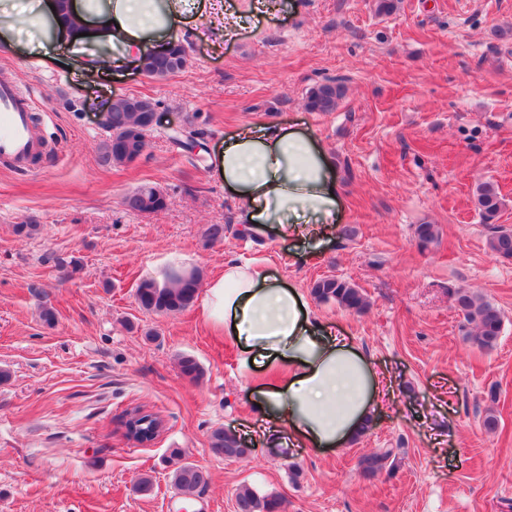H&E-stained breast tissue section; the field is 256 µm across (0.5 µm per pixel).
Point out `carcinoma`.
Segmentation results:
<instances>
[{"label":"carcinoma","instance_id":"cac0c4a2","mask_svg":"<svg viewBox=\"0 0 512 512\" xmlns=\"http://www.w3.org/2000/svg\"><path fill=\"white\" fill-rule=\"evenodd\" d=\"M187 47L177 39L165 45L164 52L150 51L140 60V69L151 78L163 79L179 72L186 64ZM345 86L340 79H330L313 86L307 93L305 106L311 112H333L343 98ZM156 106L151 99L139 96H118L112 99L107 112L110 123L107 136L101 143L99 159L104 165L132 163V158L143 154L146 148V132L152 128L153 110ZM179 146L195 149L200 146V132L193 127L172 136ZM476 208L483 221L490 223L505 205L498 187L491 181L477 184L475 189ZM126 208L140 214H154L166 208V197L157 188L141 186L126 195ZM417 247L426 250L436 242L438 230L432 224H420L415 231ZM487 247L497 258L512 261V229L495 228L487 240ZM199 275L195 271H173L164 282L144 279L136 288V299L140 308L159 315L178 313L191 307L198 294ZM313 297L321 303L334 302L348 311L361 313L368 307V301L360 289L350 282L335 276L316 280L311 288ZM454 308L463 320L473 325L468 333L470 341L481 349L491 351L497 344L503 326L501 311L482 295L461 286L452 292ZM183 377L197 382L203 377V369L191 355L179 360ZM118 422L127 427L137 423L140 434L135 440L141 444L155 441L159 435V416L147 412L141 406L123 411ZM210 448L228 460H242L251 454V449L234 435L215 428L209 434ZM397 453L393 448H379L362 455L358 467L366 478H373L383 471L396 466ZM169 463L171 485L183 496L200 494L208 485V474L200 466L181 458L172 450ZM282 500L275 494H264L251 486H241L235 495V512H281Z\"/></svg>","mask_w":512,"mask_h":512}]
</instances>
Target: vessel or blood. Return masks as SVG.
Wrapping results in <instances>:
<instances>
[{
  "mask_svg": "<svg viewBox=\"0 0 512 512\" xmlns=\"http://www.w3.org/2000/svg\"><path fill=\"white\" fill-rule=\"evenodd\" d=\"M32 96L20 95L8 78H0V166L25 172L39 153L32 123Z\"/></svg>",
  "mask_w": 512,
  "mask_h": 512,
  "instance_id": "obj_1",
  "label": "vessel or blood"
}]
</instances>
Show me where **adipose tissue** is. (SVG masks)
<instances>
[{
	"instance_id": "obj_1",
	"label": "adipose tissue",
	"mask_w": 512,
	"mask_h": 512,
	"mask_svg": "<svg viewBox=\"0 0 512 512\" xmlns=\"http://www.w3.org/2000/svg\"><path fill=\"white\" fill-rule=\"evenodd\" d=\"M57 0H0V42L40 63L71 66L108 78L137 65L152 44L191 21H205L216 39L224 20L270 14L276 0H68L70 23ZM213 166L241 221L292 243L322 244L340 199L327 151L296 124H250L227 133ZM208 320L241 347L243 363L260 358L279 379L261 385L256 405L271 446L334 449L350 445L373 421L385 396L371 360L336 329L316 319L303 294L265 261H229L202 298Z\"/></svg>"
}]
</instances>
